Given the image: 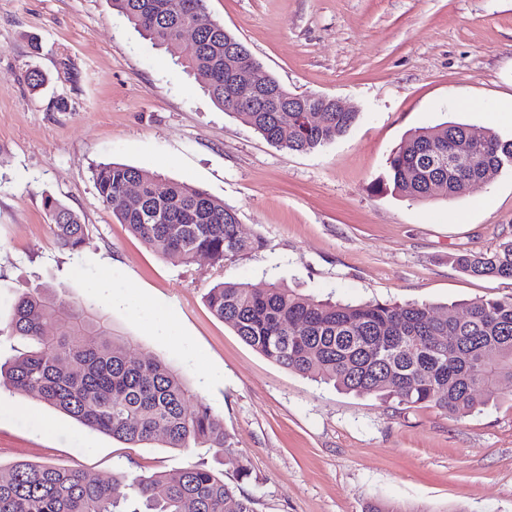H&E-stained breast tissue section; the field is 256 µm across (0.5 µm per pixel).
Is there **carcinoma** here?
<instances>
[{"label": "carcinoma", "mask_w": 512, "mask_h": 512, "mask_svg": "<svg viewBox=\"0 0 512 512\" xmlns=\"http://www.w3.org/2000/svg\"><path fill=\"white\" fill-rule=\"evenodd\" d=\"M206 0H112V6L143 36L174 58L192 8ZM257 64L247 48L220 24L198 33L186 64L197 82L227 107L224 57ZM298 102L328 110L321 125L307 126L300 112H232L266 141L296 152H312L343 136L357 112H333L328 97L300 95ZM295 127L283 136L281 125ZM475 147L456 168L448 155L460 141ZM512 167V139L468 124L450 123L411 133L386 162L378 186L412 201L440 194L454 198L483 185L486 167ZM101 199L118 219L162 256L190 264L207 257L223 267L257 252L260 237H246L237 213L206 190L124 164L96 169ZM135 182L141 199L123 200ZM57 243L72 252L85 239L79 216L57 199L45 198ZM473 276L512 279V238L481 253L453 257ZM211 312L269 361L316 382L356 394L375 395L408 408L427 406L462 418L497 399L512 383V297L477 300L460 316L426 303H343L316 300L270 284L217 283L206 295ZM20 339L27 350L0 362V383L36 399L80 424L128 444L162 438L170 448H215L224 465L243 479L249 469L232 446L223 420L169 365L152 357L133 360L137 342L117 333L94 304L50 288L20 291L13 315L0 327L4 341ZM256 499L236 491L224 474L207 465L150 476L104 480L82 469L50 463L0 464V512H256ZM363 512H430L395 502L368 500Z\"/></svg>", "instance_id": "obj_1"}]
</instances>
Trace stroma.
I'll return each instance as SVG.
<instances>
[{"instance_id":"35a3bbf8","label":"stroma","mask_w":512,"mask_h":512,"mask_svg":"<svg viewBox=\"0 0 512 512\" xmlns=\"http://www.w3.org/2000/svg\"><path fill=\"white\" fill-rule=\"evenodd\" d=\"M209 18L290 92L341 100L349 131L313 152L267 142L217 106L112 0H0V322L18 289L96 299L128 283L177 323L159 339L126 307L132 358L178 370L223 419L251 475L224 480L257 512H362L369 499L427 512H512V400L461 419L320 385L263 357L208 308L216 282H277L317 298L447 306L512 297V280L469 276L455 254L512 236V171L465 196L411 202L373 190L407 134L448 122L512 136V0H206ZM46 76L31 91L22 75ZM135 166L233 208L263 248L224 269L181 264L131 233L93 173ZM53 196L87 229L59 248ZM54 424L43 434L40 422ZM78 466L101 478L207 463L215 449L130 445L0 386V463Z\"/></svg>"}]
</instances>
